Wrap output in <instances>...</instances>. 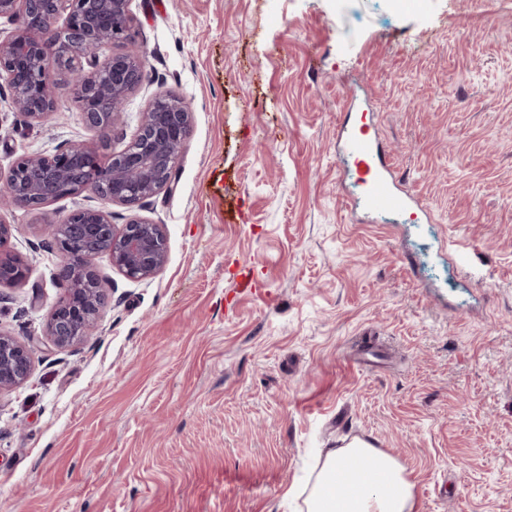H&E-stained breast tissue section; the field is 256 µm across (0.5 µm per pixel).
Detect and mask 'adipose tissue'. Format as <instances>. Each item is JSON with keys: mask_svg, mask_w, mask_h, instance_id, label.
I'll return each instance as SVG.
<instances>
[{"mask_svg": "<svg viewBox=\"0 0 512 512\" xmlns=\"http://www.w3.org/2000/svg\"><path fill=\"white\" fill-rule=\"evenodd\" d=\"M414 488L394 457L357 440L327 452L302 498L304 512H415Z\"/></svg>", "mask_w": 512, "mask_h": 512, "instance_id": "1", "label": "adipose tissue"}]
</instances>
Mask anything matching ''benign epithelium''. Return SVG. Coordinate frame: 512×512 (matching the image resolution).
<instances>
[{
	"label": "benign epithelium",
	"mask_w": 512,
	"mask_h": 512,
	"mask_svg": "<svg viewBox=\"0 0 512 512\" xmlns=\"http://www.w3.org/2000/svg\"><path fill=\"white\" fill-rule=\"evenodd\" d=\"M131 0H0V18L18 22L0 41V79L12 90L16 112L29 123L46 121L57 109V90L74 87L86 123L97 128L112 103L117 121L127 99L142 85L145 59L134 47ZM192 115L179 99L154 96L133 140L119 151L75 141L53 154L19 157L0 181V285L24 281L29 266L9 248L14 225L3 212L38 211L67 197L92 193L97 208L49 219L42 230L62 256L64 295L50 313L44 335L58 349L82 342L98 325L110 285L93 267L105 254L112 268L134 281L155 277L168 262L165 225L138 216L112 223L107 206L140 208L170 187ZM33 368L27 342L0 330V395L28 381Z\"/></svg>",
	"instance_id": "7a95c632"
}]
</instances>
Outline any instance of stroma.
<instances>
[{
    "label": "stroma",
    "instance_id": "obj_1",
    "mask_svg": "<svg viewBox=\"0 0 512 512\" xmlns=\"http://www.w3.org/2000/svg\"><path fill=\"white\" fill-rule=\"evenodd\" d=\"M145 76L111 147L161 91L192 112L170 189L131 216L168 262L112 289L60 350L45 218L15 208L30 267L0 329L33 371L0 395V512H293L325 451L369 441L416 512H512V0H132ZM0 81V175L98 142L69 87L24 124ZM373 124L424 213L368 214L336 125ZM472 262L452 260L451 244Z\"/></svg>",
    "mask_w": 512,
    "mask_h": 512
}]
</instances>
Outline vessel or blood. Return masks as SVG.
<instances>
[{
    "label": "vessel or blood",
    "instance_id": "b4317fda",
    "mask_svg": "<svg viewBox=\"0 0 512 512\" xmlns=\"http://www.w3.org/2000/svg\"><path fill=\"white\" fill-rule=\"evenodd\" d=\"M346 156L362 177L361 203L371 212L402 213L412 209L416 200L397 186V175L386 159L377 136L363 131H347L344 136Z\"/></svg>",
    "mask_w": 512,
    "mask_h": 512
}]
</instances>
